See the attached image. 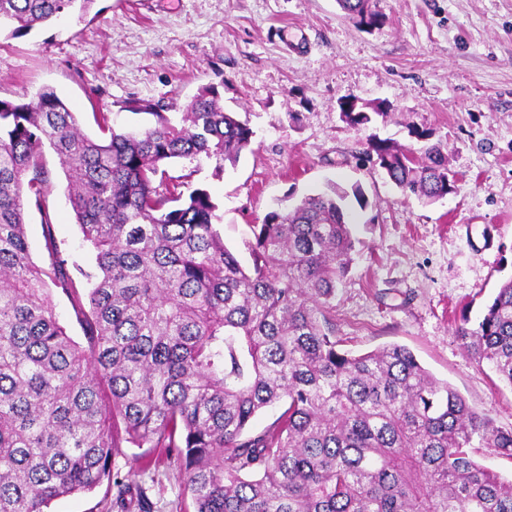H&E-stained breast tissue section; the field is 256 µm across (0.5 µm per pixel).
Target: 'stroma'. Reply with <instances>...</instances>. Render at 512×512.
Here are the masks:
<instances>
[{
    "mask_svg": "<svg viewBox=\"0 0 512 512\" xmlns=\"http://www.w3.org/2000/svg\"><path fill=\"white\" fill-rule=\"evenodd\" d=\"M369 30L336 0H94L29 32H0V99H33L49 87L83 133L105 112L115 129L179 121L185 104L216 84L227 110L255 133L251 151L216 170L183 160L171 175L209 190L225 245L248 261L251 225L327 184L360 186L352 207L354 261L332 302L336 338L359 354L409 348L497 426L512 427V386L464 352L454 321L478 319L512 278V0H377ZM353 95L383 103L361 129L342 118ZM131 100L153 114L126 110ZM429 129L448 151L459 191L433 203L404 197L384 170L361 161L369 135L410 144ZM48 211L27 208L34 260L47 265L44 230L61 256L88 253L68 201L59 157L45 149ZM154 512H188L177 465L141 475Z\"/></svg>",
    "mask_w": 512,
    "mask_h": 512,
    "instance_id": "35a3bbf8",
    "label": "stroma"
}]
</instances>
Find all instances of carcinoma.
<instances>
[{"mask_svg": "<svg viewBox=\"0 0 512 512\" xmlns=\"http://www.w3.org/2000/svg\"><path fill=\"white\" fill-rule=\"evenodd\" d=\"M94 0H0V25L31 30ZM357 26L377 25L369 0H336ZM200 89L183 124L118 132L93 113L84 134L52 89L0 99V512H49L66 496L112 485L117 512H152L114 471L124 447L146 472L177 462L194 512H512V478L471 448L512 457V428L470 407L403 345L338 348L331 301L355 238L338 185L252 225L244 266L224 245L209 191L184 192L172 159L236 163L254 132ZM414 149L371 135L365 154L405 195L456 190L448 153L413 128ZM51 148L92 258H60L45 224L49 265L33 261L23 195L47 206ZM76 271L87 291L79 296ZM77 298L87 346L59 323L53 291ZM477 365L512 386V278L477 324L455 327ZM279 416L260 431L253 418Z\"/></svg>", "mask_w": 512, "mask_h": 512, "instance_id": "cac0c4a2", "label": "carcinoma"}]
</instances>
